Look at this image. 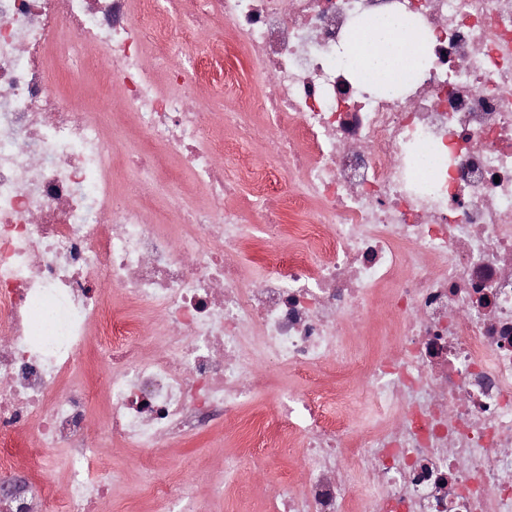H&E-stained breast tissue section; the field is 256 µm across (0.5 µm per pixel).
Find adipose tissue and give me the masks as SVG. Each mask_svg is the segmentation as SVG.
<instances>
[{
	"label": "adipose tissue",
	"mask_w": 512,
	"mask_h": 512,
	"mask_svg": "<svg viewBox=\"0 0 512 512\" xmlns=\"http://www.w3.org/2000/svg\"><path fill=\"white\" fill-rule=\"evenodd\" d=\"M425 47L398 14L385 11L369 21H353L345 53L351 72L376 88L421 72Z\"/></svg>",
	"instance_id": "ef3b65f1"
}]
</instances>
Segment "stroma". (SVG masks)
Here are the masks:
<instances>
[{
  "label": "stroma",
  "mask_w": 512,
  "mask_h": 512,
  "mask_svg": "<svg viewBox=\"0 0 512 512\" xmlns=\"http://www.w3.org/2000/svg\"><path fill=\"white\" fill-rule=\"evenodd\" d=\"M80 95L93 113L107 112L112 124L109 135L113 145L112 183L121 201L138 204L153 200L146 210L148 220L165 213L169 224L179 222L178 214L168 206L172 190L181 189L190 179L178 159H170L169 180L126 168L123 156L147 146V139L134 113L124 109L118 88H105L95 79H88ZM86 382L98 394L89 410L92 433H99L107 413V402L100 390L105 382V369L96 354L84 355L73 375ZM323 372H298L269 369L265 389L255 402L267 413H276L283 390L301 394L326 383ZM245 417H218L202 435L179 441L165 448L152 449L151 463H144L143 451L120 440L101 441L97 456L115 480L112 493L97 504V512H170L172 503L157 488L158 481L184 489L180 503L183 512H271V502L288 486V473L299 470L298 449L266 448L259 459H252L239 446Z\"/></svg>",
  "instance_id": "35a3bbf8"
}]
</instances>
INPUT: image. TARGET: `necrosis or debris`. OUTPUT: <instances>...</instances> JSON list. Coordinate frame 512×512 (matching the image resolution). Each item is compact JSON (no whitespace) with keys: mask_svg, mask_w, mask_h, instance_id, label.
Listing matches in <instances>:
<instances>
[{"mask_svg":"<svg viewBox=\"0 0 512 512\" xmlns=\"http://www.w3.org/2000/svg\"><path fill=\"white\" fill-rule=\"evenodd\" d=\"M386 2L0 0V512H95L108 496L111 474L86 475L94 393L68 380L91 344L109 372L107 435L144 448L240 413L261 364L358 376L375 426L332 412L342 391L320 386L283 393L242 433L245 448L302 451L308 477L275 512H512V0H399L429 34L400 96L365 88L341 57L352 17ZM203 34V57L165 66ZM79 47L111 61L150 143L124 166L159 176L175 156L204 189L202 208H180L183 237L117 202L103 121L74 95ZM242 57L260 87L241 81ZM54 66L73 94L52 88ZM223 86L262 117L225 113L238 144L275 133L267 166L218 162L201 91ZM426 151L454 167L418 175ZM286 239L287 261L246 282L247 246ZM109 288L163 312L156 349L135 343ZM379 294L398 350L346 361ZM31 428L32 463L63 448L71 470L33 501L10 480Z\"/></svg>","mask_w":512,"mask_h":512,"instance_id":"obj_1","label":"necrosis or debris"}]
</instances>
